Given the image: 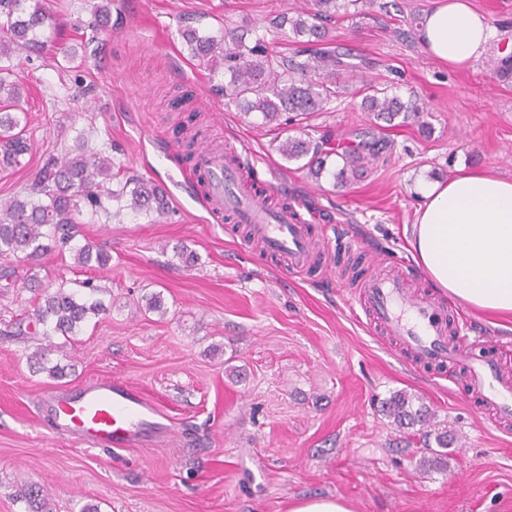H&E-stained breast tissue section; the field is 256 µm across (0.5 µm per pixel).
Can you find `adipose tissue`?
I'll return each instance as SVG.
<instances>
[{
  "label": "adipose tissue",
  "instance_id": "obj_1",
  "mask_svg": "<svg viewBox=\"0 0 512 512\" xmlns=\"http://www.w3.org/2000/svg\"><path fill=\"white\" fill-rule=\"evenodd\" d=\"M419 36L430 57L473 65L492 29L470 0H434ZM407 239L435 287L485 313L512 314V180L472 170L432 183Z\"/></svg>",
  "mask_w": 512,
  "mask_h": 512
}]
</instances>
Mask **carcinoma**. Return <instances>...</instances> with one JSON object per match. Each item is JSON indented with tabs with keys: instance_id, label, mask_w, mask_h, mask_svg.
Instances as JSON below:
<instances>
[{
	"instance_id": "1",
	"label": "carcinoma",
	"mask_w": 512,
	"mask_h": 512,
	"mask_svg": "<svg viewBox=\"0 0 512 512\" xmlns=\"http://www.w3.org/2000/svg\"><path fill=\"white\" fill-rule=\"evenodd\" d=\"M112 0H102L92 9L89 27L101 30L112 26ZM337 0H314L313 8L291 17L284 13L272 25L277 30L290 27L301 48L283 57L262 37L253 36L246 25L221 27L203 33L187 27L181 32L192 57L202 61L211 72L224 74L217 91L244 115H255L256 125L271 130L288 121H303L316 112L326 110L339 94L336 70L346 66L340 55L317 51L311 45L325 38L323 21L336 14ZM53 15L41 0H0V57L12 53L41 56L45 42L39 33L51 25ZM10 72L0 71V167L21 164L30 145L24 138L27 114L20 111L18 86L9 80ZM364 108L375 119L386 123L397 117H418L416 103L405 104L385 87L368 84L362 98ZM276 150L289 161H304L303 167L319 177L332 172L334 182L346 184L358 175L366 159V144H356L337 151L309 139L285 137ZM336 156L342 166L327 167L328 159ZM116 180L113 165L106 157L90 153L82 138H76L71 152L57 158L51 156L35 174L31 194L22 199L0 201V257L24 255L30 259L56 250L69 251L75 263L83 267H106L110 255L86 242L77 243L79 236L76 215L87 210L95 215L107 211L106 203L126 201L134 215H163L168 210L164 189L150 181L128 178L112 188ZM104 289L91 279L76 283L74 288L62 286L41 289L35 307V322L44 327L43 335H60L66 339L80 334L90 317L107 311L97 294ZM63 345L38 346L29 361L49 376L60 378L63 367L51 364L50 355L61 352ZM385 412L403 428L416 424L430 425L431 412L424 406L413 408L412 397L397 393L385 403ZM16 497L25 501L28 512H50L49 493L36 484L21 486Z\"/></svg>"
}]
</instances>
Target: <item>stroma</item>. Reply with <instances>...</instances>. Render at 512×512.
<instances>
[{"instance_id": "obj_1", "label": "stroma", "mask_w": 512, "mask_h": 512, "mask_svg": "<svg viewBox=\"0 0 512 512\" xmlns=\"http://www.w3.org/2000/svg\"><path fill=\"white\" fill-rule=\"evenodd\" d=\"M471 2L494 35L464 69L427 56L410 24L433 0H349L328 22L326 49L348 61L336 76L344 92L288 134L369 145L361 177L338 186L282 158L272 132L216 94V78L181 37L189 24H248L288 55L290 33L269 21L311 0H112L123 22L100 33L98 57L84 51L94 0H47L48 54L5 61L31 150L21 167L0 170V201L26 195L44 159L80 136L121 178L156 180L169 210L136 216L113 203L80 215L82 238L111 256L104 269L78 267L68 253L0 259L9 274L0 278V512H26L14 492L31 482L49 492L52 512L88 503L99 512H288L316 496L346 499L355 512H512V426H489L460 369L411 364L348 304L374 253L442 302L452 324L471 321L489 351L512 349V315L433 288L406 248L420 182L473 169L512 180V78L496 69L512 55V0ZM367 83L416 97L420 120H375L358 94ZM193 111L207 144L255 156L274 197L318 213L315 270L289 272L245 226L207 213L187 165L164 149L182 141L179 122ZM88 278L108 289L110 311L65 347L63 377H49L27 359L45 341L28 319L37 291ZM155 292L164 312L139 311ZM113 377L156 401L166 434L147 446L77 448L51 432L47 392ZM400 391L447 432L445 463L419 468L422 429L383 414Z\"/></svg>"}]
</instances>
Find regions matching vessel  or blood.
<instances>
[{"mask_svg":"<svg viewBox=\"0 0 512 512\" xmlns=\"http://www.w3.org/2000/svg\"><path fill=\"white\" fill-rule=\"evenodd\" d=\"M238 163L209 147L198 150L189 182H205L206 210L248 225L252 236L281 257L290 272L313 262L312 238L297 207L270 208L265 196L245 187ZM356 299L376 326L421 363L463 367L472 389L497 423L512 421V353L484 354L482 336L462 324L457 338L448 336V313L427 294L412 293L403 275L375 262ZM55 433L88 447L122 448L155 432L160 411L155 402L123 380L90 383L75 392L54 391L48 398Z\"/></svg>","mask_w":512,"mask_h":512,"instance_id":"b4317fda","label":"vessel or blood"}]
</instances>
